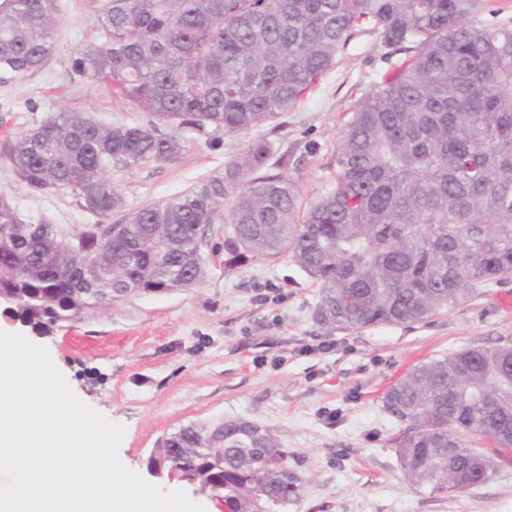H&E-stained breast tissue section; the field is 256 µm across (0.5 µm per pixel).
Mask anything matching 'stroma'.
<instances>
[{
    "mask_svg": "<svg viewBox=\"0 0 512 512\" xmlns=\"http://www.w3.org/2000/svg\"><path fill=\"white\" fill-rule=\"evenodd\" d=\"M58 48L23 76L0 73V193L20 212L63 233L96 216L62 189L23 187L5 158L12 141L52 113L69 109L104 125L147 123L148 113L111 87L76 75L71 59L97 40V0H58ZM376 35L354 37L312 96L294 111L245 134L183 130L173 162L112 168L122 214L165 201L238 159L256 139L304 201L333 172L336 143L357 100L382 64ZM199 282L169 292L132 295L35 336L74 393L110 421L125 425L119 458L146 474L162 438L195 425L209 430L243 418L268 428L304 479L290 512H512V453L494 455L495 474L470 490L437 495L410 484L393 439L399 424L384 409L385 392L414 366L464 348L512 343V281L481 288L413 324L330 330L319 325L320 289L289 256L224 264V227L210 225Z\"/></svg>",
    "mask_w": 512,
    "mask_h": 512,
    "instance_id": "stroma-1",
    "label": "stroma"
}]
</instances>
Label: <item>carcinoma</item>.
<instances>
[{
  "instance_id": "1",
  "label": "carcinoma",
  "mask_w": 512,
  "mask_h": 512,
  "mask_svg": "<svg viewBox=\"0 0 512 512\" xmlns=\"http://www.w3.org/2000/svg\"><path fill=\"white\" fill-rule=\"evenodd\" d=\"M101 41L72 70L148 113L106 126L61 111L18 136L6 159L32 191L68 190L108 219L123 197L108 175L173 162L180 132H246L311 96L349 41L378 36L387 70L361 96L314 201L270 146L251 142L214 177L84 233L77 255L0 194V295L42 336L102 307L99 289L167 292L204 273L205 228L224 221L227 262L289 255L320 288L316 319L339 329L423 321L512 277V25L475 19L477 0H98ZM57 0H0V72L22 76L58 47ZM170 132H164L161 127ZM401 425L408 480L432 492L487 482L470 437L512 451V349L467 348L409 371L384 398ZM180 460L185 483L227 512H288L303 481L266 428L226 419L164 439L149 465ZM464 476L448 481V473Z\"/></svg>"
}]
</instances>
